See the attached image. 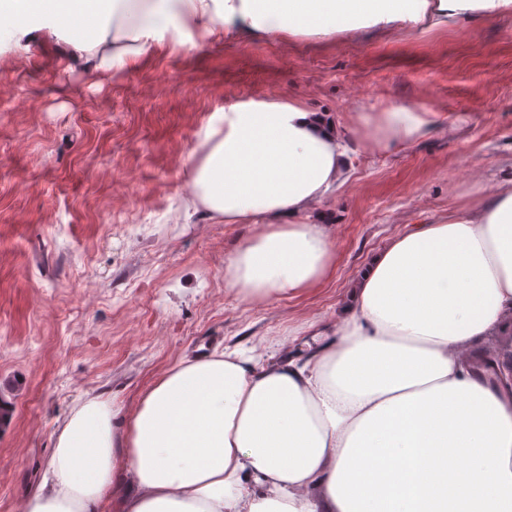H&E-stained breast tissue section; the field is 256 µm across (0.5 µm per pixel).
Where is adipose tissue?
<instances>
[{
    "mask_svg": "<svg viewBox=\"0 0 512 512\" xmlns=\"http://www.w3.org/2000/svg\"><path fill=\"white\" fill-rule=\"evenodd\" d=\"M512 0H110L81 17L68 61L93 73L148 55L177 16L203 42L431 29ZM386 149L433 115L393 105L358 116ZM188 187L214 223L258 231L224 286L262 300L321 287L334 271L310 222L352 165L344 129L297 100L251 101L210 123ZM512 334V187L398 233L349 287L335 324L266 361L236 350L184 357L133 408L85 395L56 435L26 512H512V381L475 361Z\"/></svg>",
    "mask_w": 512,
    "mask_h": 512,
    "instance_id": "1",
    "label": "adipose tissue"
}]
</instances>
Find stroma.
I'll list each match as a JSON object with an SVG mask.
<instances>
[{
  "instance_id": "obj_1",
  "label": "stroma",
  "mask_w": 512,
  "mask_h": 512,
  "mask_svg": "<svg viewBox=\"0 0 512 512\" xmlns=\"http://www.w3.org/2000/svg\"><path fill=\"white\" fill-rule=\"evenodd\" d=\"M0 35V512H24L70 408L135 405L183 356L294 350L332 325L366 259L447 219L477 184L512 179V12L445 29L334 40L199 32L168 20L150 55L93 78L67 70L75 25L41 41L40 0ZM294 99L332 113L354 149L325 221L333 276L252 301L224 286L247 224L187 216L188 155L216 113ZM434 113L417 142L371 147L360 111Z\"/></svg>"
}]
</instances>
